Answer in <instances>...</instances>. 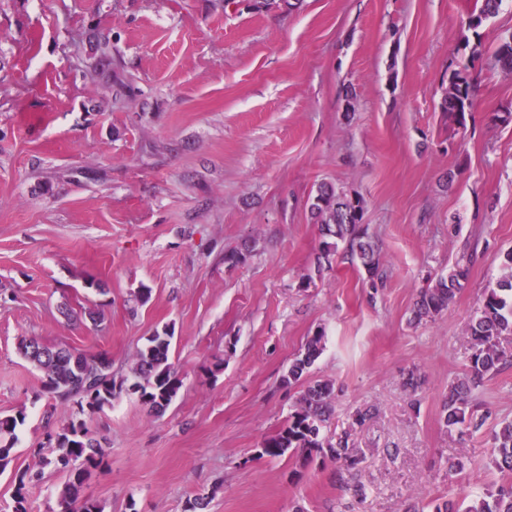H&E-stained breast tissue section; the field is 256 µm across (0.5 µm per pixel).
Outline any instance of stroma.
I'll return each mask as SVG.
<instances>
[{
    "label": "stroma",
    "instance_id": "35a3bbf8",
    "mask_svg": "<svg viewBox=\"0 0 512 512\" xmlns=\"http://www.w3.org/2000/svg\"><path fill=\"white\" fill-rule=\"evenodd\" d=\"M480 6L0 0V417L27 414L12 470L39 469L33 449L73 414L20 338L106 352L127 377L168 326L182 387L167 409L126 391L84 416L110 450L83 490L103 512H185L198 494L207 512H434L482 491L488 432L449 433L442 416L466 325L512 249V124L486 120L512 111L492 59L512 0L471 62L461 21ZM462 66L463 129L439 110ZM323 182L363 198L382 287L339 256L318 268L307 202ZM236 251L244 263L227 261ZM470 252L448 310L415 322L419 292ZM318 332L322 354L284 385ZM318 380L335 386L329 432L350 431L357 469L261 453ZM473 405L512 418V367Z\"/></svg>",
    "mask_w": 512,
    "mask_h": 512
}]
</instances>
